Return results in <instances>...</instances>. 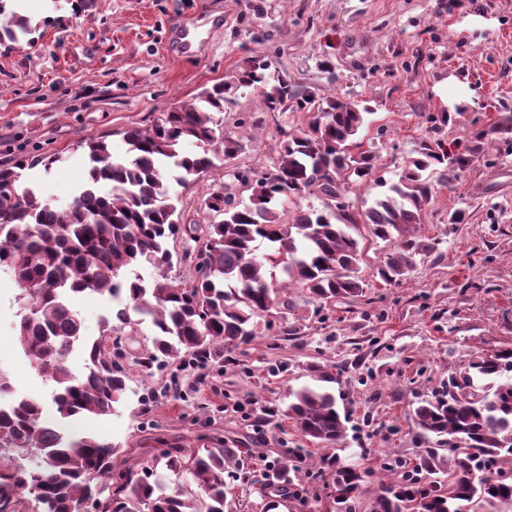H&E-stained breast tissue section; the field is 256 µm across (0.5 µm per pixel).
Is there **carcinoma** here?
<instances>
[{
    "label": "carcinoma",
    "instance_id": "1",
    "mask_svg": "<svg viewBox=\"0 0 512 512\" xmlns=\"http://www.w3.org/2000/svg\"><path fill=\"white\" fill-rule=\"evenodd\" d=\"M28 32V21L0 2V41L17 42ZM270 67L264 57H253L234 81L164 113L147 130H127L128 161H113L103 137L82 143L87 183L63 208L20 183L22 170L41 163L48 170L61 157L20 160L0 169V270L18 283L26 313L15 332L25 337L22 349L34 367L52 383L49 404L16 397L7 372L0 370V397H10L0 404V504L8 512H23L20 505L30 496L41 512H83L88 504L96 512H146L149 506L152 512H234V483L259 482L243 471L239 449L162 450L159 461L166 469L196 485L168 491L150 482L153 473L146 469L129 468L114 481L112 459L120 446L66 428L74 418L113 414L127 394L129 374L112 358L108 339L147 321L154 337L143 365L187 353L204 364L251 342L254 318L298 310L267 280L266 264L282 266L288 285L301 289L306 302L322 306L352 302L364 292L357 272L359 244L351 234L356 225H366L391 245L378 269L387 283L413 275L434 249L415 236L432 197L433 176L443 180L446 172L468 167L482 146L457 144L452 152L443 140L421 142L417 157L387 192L355 212L337 199L346 197L350 185L368 182L376 169L375 153L353 152L370 111L335 98L322 102L310 91L300 94ZM242 88L261 89L271 112L292 102L317 116L302 134L283 141L271 168L235 174L250 190L249 202L213 191L205 206L222 220L185 226L170 181L183 186L209 173L214 161L207 147L217 141L224 144L226 159L243 150L242 137L224 135L221 119L225 104L232 103L229 94ZM492 133L512 149V115L496 122ZM185 141L201 151H184ZM305 195L324 199V208L300 210L291 219L279 209L282 198ZM183 234L196 243L184 253L196 272L190 286L169 275V241ZM260 238L275 245L272 254H256ZM142 266L154 269L152 281L139 275ZM86 292L112 300L100 339L88 344L69 306L71 295ZM79 344L85 368L80 375L71 361ZM308 369L314 384L289 393L285 416L302 439L335 444L343 437L344 420L325 384L336 381V374L317 362ZM414 422L437 438L438 447L424 449L412 470L381 486L374 512H512V478L490 476L480 466L488 460L512 470V349L473 357L419 403ZM448 439L459 452L446 472L440 447ZM293 459V465L285 461L264 475L262 489L286 495L290 472L301 470L306 450L296 449ZM326 459L341 509L360 493L366 472L334 454Z\"/></svg>",
    "mask_w": 512,
    "mask_h": 512
}]
</instances>
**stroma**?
Instances as JSON below:
<instances>
[{
  "mask_svg": "<svg viewBox=\"0 0 512 512\" xmlns=\"http://www.w3.org/2000/svg\"><path fill=\"white\" fill-rule=\"evenodd\" d=\"M29 21L30 32L0 46V167L55 152L51 170H24L57 206L69 204L88 177L82 142L106 137L112 157L128 160L125 131L147 128L205 88L232 81L252 56L288 75L299 90L369 108L358 136L376 151L377 174L393 180L434 132L430 116L448 112L445 141L469 142L512 114V0H7ZM199 18V39L189 53L172 54L167 37L178 18ZM266 34L256 44L252 33ZM335 65L323 72L322 60ZM313 113L286 106L269 111L259 91L235 95L224 111V133H248L244 150L178 187L185 224L209 221L203 201L218 188L236 200L249 197L236 171L270 167L284 133L306 130ZM464 220L449 223L455 211ZM421 233L436 249L414 275L384 284L377 268L387 250L366 226L359 241L363 297L324 308L303 306L299 335L283 340L278 324L258 319L255 338L221 360L200 367L184 359L144 368L152 346L149 323L119 333L129 390L117 413L74 422L78 434L120 444L118 469H155L170 487L180 479L155 460L163 448H253L267 464L287 458L303 441L292 420H261L260 409L280 411L291 390L310 384L312 362L337 364L330 389L345 416L335 453L368 473L351 512H370L381 483L398 479L388 460L412 465L435 447L416 426L418 402L439 390L471 358L512 348V150L486 146L470 166L437 184ZM20 289L0 271V369L19 395L49 398L14 339L23 309ZM324 453L314 450L289 499L267 498L257 488L242 494L240 512H328Z\"/></svg>",
  "mask_w": 512,
  "mask_h": 512,
  "instance_id": "stroma-1",
  "label": "stroma"
}]
</instances>
